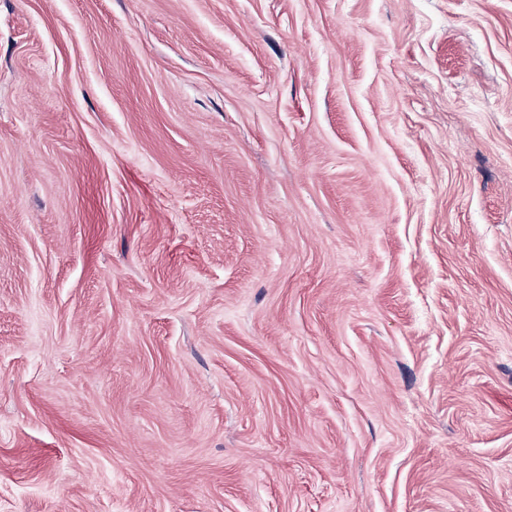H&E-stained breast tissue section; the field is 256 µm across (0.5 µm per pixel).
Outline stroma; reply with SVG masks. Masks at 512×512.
Returning a JSON list of instances; mask_svg holds the SVG:
<instances>
[{"label": "stroma", "mask_w": 512, "mask_h": 512, "mask_svg": "<svg viewBox=\"0 0 512 512\" xmlns=\"http://www.w3.org/2000/svg\"><path fill=\"white\" fill-rule=\"evenodd\" d=\"M0 512H512V0H0Z\"/></svg>", "instance_id": "35a3bbf8"}]
</instances>
